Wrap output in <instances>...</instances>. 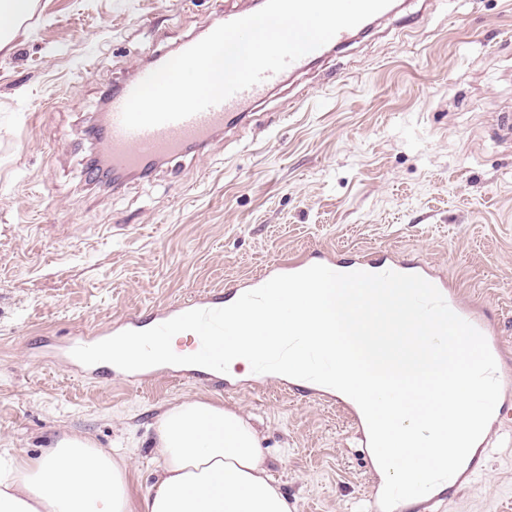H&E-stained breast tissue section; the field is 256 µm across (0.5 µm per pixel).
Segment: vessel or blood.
I'll return each instance as SVG.
<instances>
[{"label":"vessel or blood","mask_w":512,"mask_h":512,"mask_svg":"<svg viewBox=\"0 0 512 512\" xmlns=\"http://www.w3.org/2000/svg\"><path fill=\"white\" fill-rule=\"evenodd\" d=\"M262 6V0H247L241 7L218 14L214 20H211L210 25L215 28L249 16L260 10ZM404 7L405 0H392L391 5L378 15L370 17L356 27L341 30L329 43L292 62L281 72L266 76L262 82L200 113L155 127L130 130L123 126L121 120L125 102L137 85L170 58L169 53L162 51L152 54L137 68L133 77L123 80L113 88L105 111L98 117V145L100 151L111 161L113 180L118 181L129 175H139L156 169L162 164L184 156L191 150L205 152L224 132L249 121L256 103L272 90L282 86L287 79L310 72L335 53L344 50L356 39L372 31L380 20L400 13ZM315 264L324 265L339 273L357 270L381 273L392 270L420 275L438 288L448 306L458 316L484 335L497 364L500 396L484 433L470 451L460 470L445 483L446 488L455 491L471 486L473 479L483 467L485 450L493 434L503 431L507 423L512 421V360L508 359L496 327L487 314L477 307L467 305L461 299L457 289L425 263L408 264L389 255L374 259L366 254L354 260L342 261L324 254L315 258H302L290 264H275L258 278L230 288L228 292L194 295L159 309L147 318L135 313L120 317L113 324L96 328L90 333L67 337L51 346L49 362L77 379L96 383H106L118 377L130 382L142 383L158 371L175 378H195L223 383V373L201 366L163 364L156 369L150 367L134 372H124L109 363L83 365L72 356L71 351L75 347L92 345L124 331L150 329L190 310L219 309L229 306L245 292L262 286L274 276L297 273ZM284 386L301 397H334L336 402L351 414L361 446H368V426L362 410L353 399L342 393L333 394L329 387L296 378L288 379Z\"/></svg>","instance_id":"1"}]
</instances>
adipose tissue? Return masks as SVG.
<instances>
[{
    "instance_id": "adipose-tissue-1",
    "label": "adipose tissue",
    "mask_w": 512,
    "mask_h": 512,
    "mask_svg": "<svg viewBox=\"0 0 512 512\" xmlns=\"http://www.w3.org/2000/svg\"><path fill=\"white\" fill-rule=\"evenodd\" d=\"M154 453L141 512H291L242 411L170 403L154 423ZM0 512H131L128 465L71 434L32 460L0 455Z\"/></svg>"
}]
</instances>
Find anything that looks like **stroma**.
I'll use <instances>...</instances> for the list:
<instances>
[{"instance_id": "1", "label": "stroma", "mask_w": 512, "mask_h": 512, "mask_svg": "<svg viewBox=\"0 0 512 512\" xmlns=\"http://www.w3.org/2000/svg\"><path fill=\"white\" fill-rule=\"evenodd\" d=\"M408 3L272 92L265 121L115 188L84 170L103 92L234 0H37L0 47V454L38 458L63 432L131 449L137 507L157 415L200 398L253 418L293 512H364L370 465L340 409L253 376L82 383L38 357L315 251L428 263L512 352V142L494 135L512 113V0ZM442 512H512V434Z\"/></svg>"}]
</instances>
